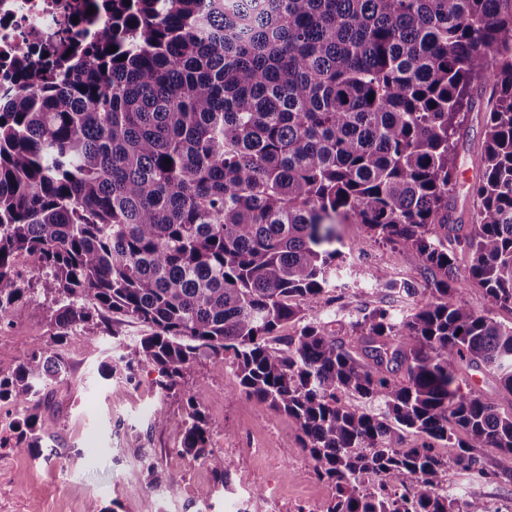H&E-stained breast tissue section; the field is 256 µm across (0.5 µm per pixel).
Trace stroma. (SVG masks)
Wrapping results in <instances>:
<instances>
[{"instance_id": "35a3bbf8", "label": "stroma", "mask_w": 512, "mask_h": 512, "mask_svg": "<svg viewBox=\"0 0 512 512\" xmlns=\"http://www.w3.org/2000/svg\"><path fill=\"white\" fill-rule=\"evenodd\" d=\"M467 127L458 146L456 204L469 216L473 200L468 187L478 172L477 152L484 139L482 114L471 113ZM341 234L343 260L336 287L312 310L338 337L347 340L352 335L343 308L407 311L427 298L423 264L413 252L379 242L360 224H343ZM371 267L385 269L390 279L411 282L414 296L404 297L397 289L367 280L364 272ZM49 315L43 305L0 329V364L10 365L40 349L48 336ZM111 328L112 336L100 347L88 345L79 330L59 347L69 381L55 389L49 407L41 411L40 425L65 448V455L46 459L15 451V410L0 404V423L5 426L0 432V512H196L198 490L209 483L210 474L202 461L176 457L175 432L152 426L151 416L158 408L182 415L183 395L198 390L205 394L211 446L227 463L228 485L212 498V512H322L332 490L314 475L291 418L241 393L233 371L218 359L192 364L181 396L168 400L157 392L155 368H141L131 383L118 374L104 378L102 362L117 358L119 342L141 332L119 315L113 316ZM146 457L159 471V483L151 489L136 482ZM172 479L179 487L174 494L167 488ZM448 487L459 499L512 500V479L480 480L453 465L448 468ZM256 488L262 490V499H252Z\"/></svg>"}]
</instances>
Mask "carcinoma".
I'll list each match as a JSON object with an SVG mask.
<instances>
[{
  "label": "carcinoma",
  "instance_id": "carcinoma-1",
  "mask_svg": "<svg viewBox=\"0 0 512 512\" xmlns=\"http://www.w3.org/2000/svg\"><path fill=\"white\" fill-rule=\"evenodd\" d=\"M111 9L55 80L0 98V328L43 295L53 304L44 347L0 364V402L21 412L15 450L42 447L39 411L68 376L61 340L82 329L95 346L115 336V313L146 333L110 372L131 381L150 365L169 397L192 363L220 359L243 393L294 419L334 490L323 512H485L442 488L450 463L512 477V411L467 379L484 370L512 397V325L461 302L457 264L470 254L489 310L512 311V0ZM475 110L484 141L466 224L456 150ZM349 221L414 252L431 288L400 318L376 308L350 321L346 342L305 310L336 287ZM21 258L52 287L25 286ZM186 404L153 425L177 433V457L206 464V502L226 485L224 455L203 395ZM410 431L424 441L404 448ZM476 448L499 451L495 469ZM158 482L144 464L139 483Z\"/></svg>",
  "mask_w": 512,
  "mask_h": 512
}]
</instances>
